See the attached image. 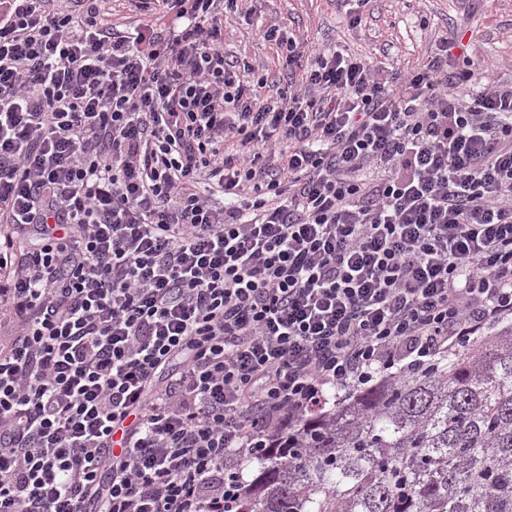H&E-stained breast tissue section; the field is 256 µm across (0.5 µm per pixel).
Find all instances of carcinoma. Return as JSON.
<instances>
[{
	"instance_id": "obj_1",
	"label": "carcinoma",
	"mask_w": 512,
	"mask_h": 512,
	"mask_svg": "<svg viewBox=\"0 0 512 512\" xmlns=\"http://www.w3.org/2000/svg\"><path fill=\"white\" fill-rule=\"evenodd\" d=\"M267 448L240 512H512V322Z\"/></svg>"
}]
</instances>
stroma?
<instances>
[{"label": "stroma", "instance_id": "stroma-1", "mask_svg": "<svg viewBox=\"0 0 512 512\" xmlns=\"http://www.w3.org/2000/svg\"><path fill=\"white\" fill-rule=\"evenodd\" d=\"M359 14L353 27L342 0H255L252 14L225 21L224 51L255 76L288 79L280 49L259 35L278 26L309 46H339L384 70L403 71L421 64L437 33L454 26L466 31L457 67L483 61L481 82L512 80V0H476L469 16L462 0H365Z\"/></svg>", "mask_w": 512, "mask_h": 512}]
</instances>
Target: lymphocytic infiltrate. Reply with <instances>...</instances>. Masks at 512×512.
I'll return each instance as SVG.
<instances>
[{
    "label": "lymphocytic infiltrate",
    "instance_id": "obj_1",
    "mask_svg": "<svg viewBox=\"0 0 512 512\" xmlns=\"http://www.w3.org/2000/svg\"><path fill=\"white\" fill-rule=\"evenodd\" d=\"M0 0V512H236L328 389L512 317V83L326 50L267 96L237 0ZM129 0H105L101 3V8L105 12L112 13V26H116L118 30H124L126 27H132L141 21L134 22L137 19H143L144 15H140L131 6ZM134 10V11H133ZM126 25V26H125Z\"/></svg>",
    "mask_w": 512,
    "mask_h": 512
}]
</instances>
